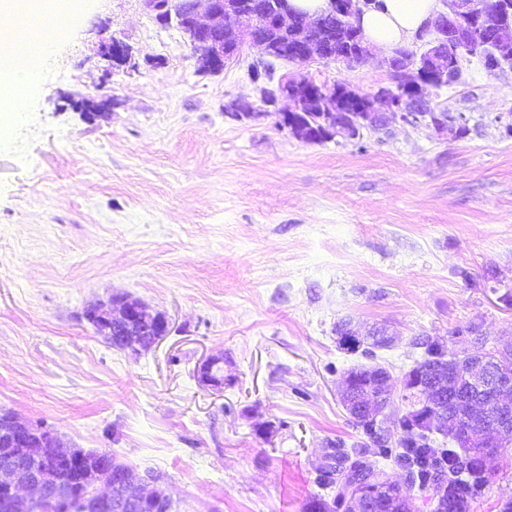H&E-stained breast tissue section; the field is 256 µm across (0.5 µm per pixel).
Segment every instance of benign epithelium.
<instances>
[{"mask_svg":"<svg viewBox=\"0 0 512 512\" xmlns=\"http://www.w3.org/2000/svg\"><path fill=\"white\" fill-rule=\"evenodd\" d=\"M144 8L155 22L167 25L172 16L179 18L180 31L189 44L196 71L217 73L226 62L240 57L246 48L257 50L253 65L260 66L278 51L275 38L255 33L252 21L276 32L290 33L287 61L334 60L336 37L332 24L349 27L366 5V0H330L326 13L298 19L288 8V0H143ZM447 11L438 14L431 24L434 38L425 42L426 49L410 55L403 71L414 73L417 80L408 89L381 87L375 93H362L346 87L336 93V86L318 84L308 76H285L276 85H259V101L266 107L289 99L292 107L279 113V124L296 138L306 141L305 129L291 122L293 112L319 110L325 119L329 140L337 136L355 138L363 130L379 131L390 126V117L399 116L403 124L431 118L429 125L438 130L448 123L435 115L430 88L443 86L448 75L466 56L485 47L474 35L500 34L502 15L489 11L486 0H445ZM96 54L114 63L130 59L128 45L111 37L100 42ZM229 116L236 120H258L265 113L247 103H235ZM81 319L117 349L135 355L151 350L170 333L166 315L127 295L113 296L83 309ZM488 358L473 355L469 375L472 386L480 393L483 404L500 410L499 421L491 425H469L456 430L459 444H480L488 458H497L512 436V371L497 366L491 380L485 379ZM197 378L205 386L224 391V356H210L197 368ZM448 375L442 367H432L410 392L435 408V418L448 414L436 404L439 392L446 390ZM340 395L351 397L347 409L352 415L373 420L375 429L383 428L387 407L380 401L356 395L352 385L343 382ZM0 438L12 449L0 458V512H70L74 504L81 512H143L151 506L164 512L169 499L162 477L153 472L141 475L132 469L121 478L112 479V468L100 453H89L66 445L53 430L37 426L10 412L0 414ZM74 465L78 480L63 476ZM401 489L380 474L359 475L353 490L346 496L345 512H367L370 497L380 489Z\"/></svg>","mask_w":512,"mask_h":512,"instance_id":"benign-epithelium-1","label":"benign epithelium"}]
</instances>
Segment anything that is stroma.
I'll return each instance as SVG.
<instances>
[{"mask_svg":"<svg viewBox=\"0 0 512 512\" xmlns=\"http://www.w3.org/2000/svg\"><path fill=\"white\" fill-rule=\"evenodd\" d=\"M117 37L131 61L97 56ZM249 58L195 71L143 0H79L0 137V410L160 474L179 512H301L329 442L360 435L337 395L366 364L334 332L386 324L394 386L419 334L460 354L456 329L512 342V69L465 57L433 105L468 131L392 125L307 143L256 101ZM277 75L395 87L378 52L278 62ZM102 103L86 116L84 104ZM129 295L171 332L134 355L82 309ZM224 358V389L195 376ZM512 501V449L470 512Z\"/></svg>","mask_w":512,"mask_h":512,"instance_id":"stroma-1","label":"stroma"}]
</instances>
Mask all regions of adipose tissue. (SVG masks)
<instances>
[{"mask_svg":"<svg viewBox=\"0 0 512 512\" xmlns=\"http://www.w3.org/2000/svg\"><path fill=\"white\" fill-rule=\"evenodd\" d=\"M77 0H0V89L13 103L23 102L39 77L43 63L38 49L10 47L11 35L18 32V20L37 14L42 20L72 15ZM439 0H381L378 7L361 14L359 26L366 41L388 57L414 41L434 20Z\"/></svg>","mask_w":512,"mask_h":512,"instance_id":"adipose-tissue-1","label":"adipose tissue"}]
</instances>
